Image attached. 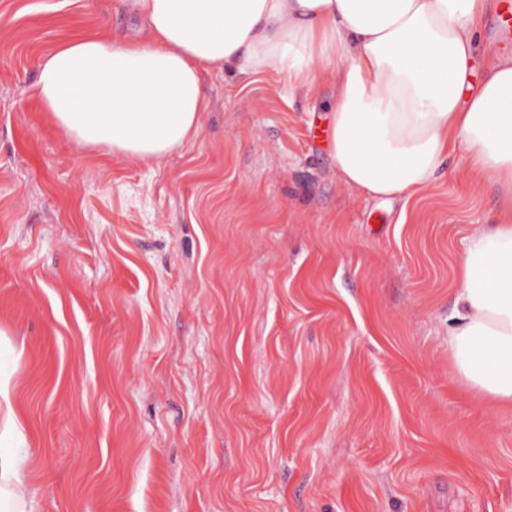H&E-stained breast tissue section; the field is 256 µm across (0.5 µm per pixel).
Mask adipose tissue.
Wrapping results in <instances>:
<instances>
[{"label": "adipose tissue", "mask_w": 512, "mask_h": 512, "mask_svg": "<svg viewBox=\"0 0 512 512\" xmlns=\"http://www.w3.org/2000/svg\"><path fill=\"white\" fill-rule=\"evenodd\" d=\"M149 36H85L40 63L39 99L78 148L164 157L202 129V80L235 69L291 88L336 89L339 180L371 197L411 198L443 159L501 191L498 223L468 239L448 351L480 399L512 405V55L472 61L491 0H130ZM25 459L0 448V512H25Z\"/></svg>", "instance_id": "adipose-tissue-1"}]
</instances>
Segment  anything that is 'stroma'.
<instances>
[{"label":"stroma","instance_id":"stroma-1","mask_svg":"<svg viewBox=\"0 0 512 512\" xmlns=\"http://www.w3.org/2000/svg\"><path fill=\"white\" fill-rule=\"evenodd\" d=\"M137 35L124 0H0V376L34 512H512V406L448 353L467 237L501 196L451 154L364 198L332 86L204 78L200 135L77 148L42 57Z\"/></svg>","mask_w":512,"mask_h":512}]
</instances>
